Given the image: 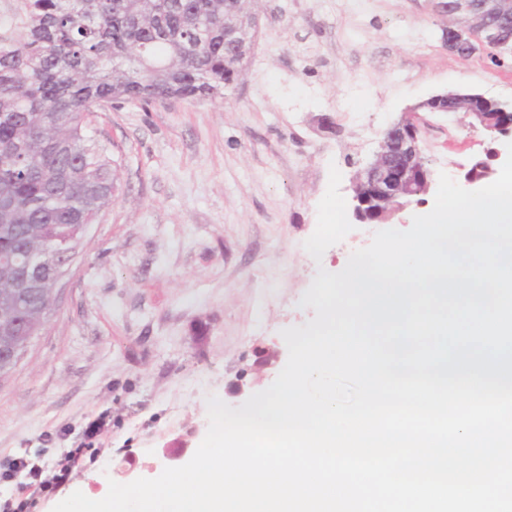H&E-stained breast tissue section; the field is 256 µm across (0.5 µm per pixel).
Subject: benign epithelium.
<instances>
[{
  "instance_id": "7a95c632",
  "label": "benign epithelium",
  "mask_w": 512,
  "mask_h": 512,
  "mask_svg": "<svg viewBox=\"0 0 512 512\" xmlns=\"http://www.w3.org/2000/svg\"><path fill=\"white\" fill-rule=\"evenodd\" d=\"M437 13L448 17L442 29V42L449 53L470 57L487 52L500 62H512V0H433ZM257 20L240 14L224 23V39H234L233 45L251 55L255 40L249 31ZM420 112L430 114H463L471 118L469 128L497 140L512 137V101L508 102L480 93L447 91L429 97L403 112L399 120L382 133L379 149L357 173L352 186V214L363 221L366 200L379 203L376 222L387 221L407 205V200L429 192L432 171L422 145ZM492 157L476 160L464 173V180L475 184L494 173ZM73 260L62 264L55 260L51 245L38 252L25 254L24 259L11 255L0 257V264L14 270V287L29 298H38L47 283L56 289ZM42 329L29 327L18 314L0 320V334L17 336L16 346L0 348V362L16 367L29 344Z\"/></svg>"
}]
</instances>
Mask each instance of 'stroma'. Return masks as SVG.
Listing matches in <instances>:
<instances>
[{
	"label": "stroma",
	"instance_id": "obj_1",
	"mask_svg": "<svg viewBox=\"0 0 512 512\" xmlns=\"http://www.w3.org/2000/svg\"><path fill=\"white\" fill-rule=\"evenodd\" d=\"M253 55L221 97L107 104L87 117L120 189L89 224L56 307L0 380V461L88 453L32 512H52L89 474L99 489L154 478L166 445L196 452L209 396L232 407L285 366L282 330L318 269L342 271L376 224L314 260L330 168L340 192L399 112L441 90L512 97V66L450 55L432 0H257ZM434 174L461 181L489 141L430 114Z\"/></svg>",
	"mask_w": 512,
	"mask_h": 512
}]
</instances>
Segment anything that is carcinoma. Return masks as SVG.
I'll list each match as a JSON object with an SVG mask.
<instances>
[{
	"instance_id": "obj_1",
	"label": "carcinoma",
	"mask_w": 512,
	"mask_h": 512,
	"mask_svg": "<svg viewBox=\"0 0 512 512\" xmlns=\"http://www.w3.org/2000/svg\"><path fill=\"white\" fill-rule=\"evenodd\" d=\"M227 0H22L0 40V253L70 245L117 191L85 118L103 103L222 93L244 59L224 47ZM25 310L0 267V313Z\"/></svg>"
}]
</instances>
